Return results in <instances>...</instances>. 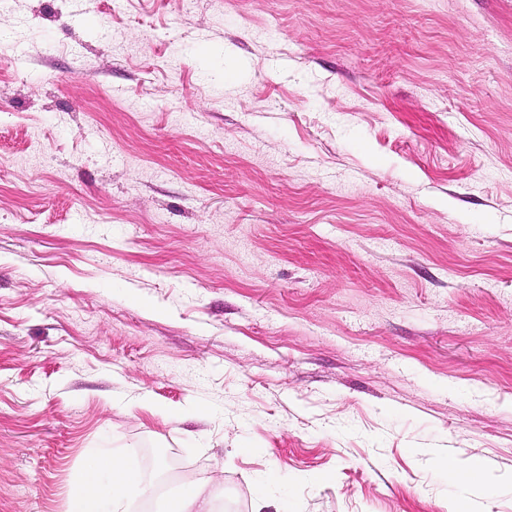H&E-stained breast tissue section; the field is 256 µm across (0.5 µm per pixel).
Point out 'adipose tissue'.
I'll list each match as a JSON object with an SVG mask.
<instances>
[{"instance_id": "obj_1", "label": "adipose tissue", "mask_w": 512, "mask_h": 512, "mask_svg": "<svg viewBox=\"0 0 512 512\" xmlns=\"http://www.w3.org/2000/svg\"><path fill=\"white\" fill-rule=\"evenodd\" d=\"M134 459L103 456L86 468L73 493L69 512H132L137 499L152 495Z\"/></svg>"}]
</instances>
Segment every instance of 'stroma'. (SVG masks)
I'll use <instances>...</instances> for the list:
<instances>
[{
	"instance_id": "35a3bbf8",
	"label": "stroma",
	"mask_w": 512,
	"mask_h": 512,
	"mask_svg": "<svg viewBox=\"0 0 512 512\" xmlns=\"http://www.w3.org/2000/svg\"><path fill=\"white\" fill-rule=\"evenodd\" d=\"M0 44V512L113 453L136 512H512V0H0ZM167 512H213L211 499L205 495L204 488L196 481H186L181 493L175 497Z\"/></svg>"
}]
</instances>
